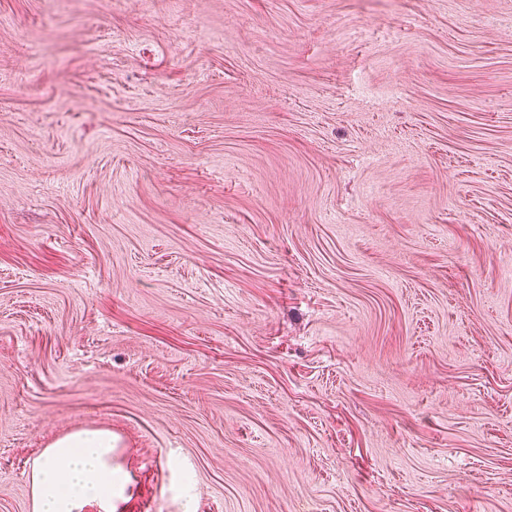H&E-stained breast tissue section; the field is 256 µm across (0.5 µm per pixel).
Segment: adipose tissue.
<instances>
[{"label": "adipose tissue", "mask_w": 512, "mask_h": 512, "mask_svg": "<svg viewBox=\"0 0 512 512\" xmlns=\"http://www.w3.org/2000/svg\"><path fill=\"white\" fill-rule=\"evenodd\" d=\"M114 442L111 431L88 427L45 448L31 468L32 512H84L92 502L113 512L119 482L112 467Z\"/></svg>", "instance_id": "ef3b65f1"}]
</instances>
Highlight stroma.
I'll return each mask as SVG.
<instances>
[{
	"mask_svg": "<svg viewBox=\"0 0 512 512\" xmlns=\"http://www.w3.org/2000/svg\"><path fill=\"white\" fill-rule=\"evenodd\" d=\"M512 512V0H0V512ZM112 431L83 428L54 441L34 462L29 496L33 512H82L89 503L112 512L120 478L112 469Z\"/></svg>",
	"mask_w": 512,
	"mask_h": 512,
	"instance_id": "stroma-1",
	"label": "stroma"
}]
</instances>
